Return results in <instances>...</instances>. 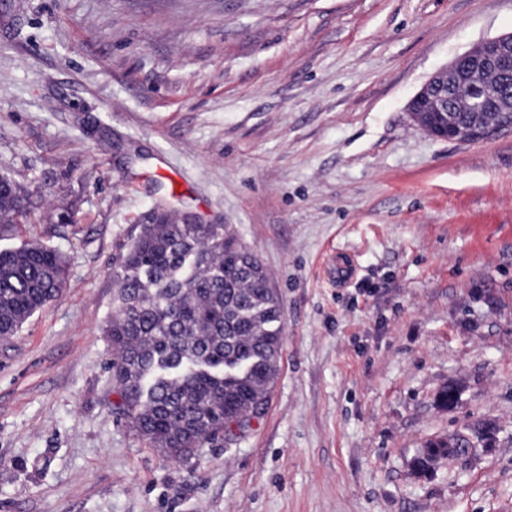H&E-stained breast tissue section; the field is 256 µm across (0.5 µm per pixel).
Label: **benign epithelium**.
<instances>
[{
    "instance_id": "benign-epithelium-1",
    "label": "benign epithelium",
    "mask_w": 512,
    "mask_h": 512,
    "mask_svg": "<svg viewBox=\"0 0 512 512\" xmlns=\"http://www.w3.org/2000/svg\"><path fill=\"white\" fill-rule=\"evenodd\" d=\"M512 78V33L482 40L429 78L409 103L417 125L434 138L458 144L512 134V99L491 78ZM465 93L462 109L448 104L454 90ZM496 112L491 120L464 122L459 112Z\"/></svg>"
}]
</instances>
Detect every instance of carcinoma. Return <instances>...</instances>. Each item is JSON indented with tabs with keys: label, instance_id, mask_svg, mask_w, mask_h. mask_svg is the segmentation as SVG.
<instances>
[{
	"label": "carcinoma",
	"instance_id": "carcinoma-1",
	"mask_svg": "<svg viewBox=\"0 0 512 512\" xmlns=\"http://www.w3.org/2000/svg\"><path fill=\"white\" fill-rule=\"evenodd\" d=\"M29 212L0 177V238ZM61 253L39 242L0 249V335H10L61 292ZM105 334L121 410L164 456L182 460L205 443L248 428L263 414L279 372L281 303L254 253L222 224L162 216L144 224L120 268ZM486 426L454 439L453 452L487 446ZM448 441L413 461L430 470Z\"/></svg>",
	"mask_w": 512,
	"mask_h": 512
}]
</instances>
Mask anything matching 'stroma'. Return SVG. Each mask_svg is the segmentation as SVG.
I'll use <instances>...</instances> for the list:
<instances>
[{"label": "stroma", "instance_id": "35a3bbf8", "mask_svg": "<svg viewBox=\"0 0 512 512\" xmlns=\"http://www.w3.org/2000/svg\"><path fill=\"white\" fill-rule=\"evenodd\" d=\"M510 33L512 0H0V176L34 212L11 242L68 261L0 337V512H512V135L408 110ZM164 210L255 253L284 325L265 413L185 461L128 424L104 334ZM493 433L494 429L492 427L485 426L483 429L475 431L471 437L459 435L453 439V454L465 453L469 448H477L479 445L487 448V444L492 440ZM438 456H448V440L429 442L422 454L413 461V467L421 473L430 470Z\"/></svg>", "mask_w": 512, "mask_h": 512}]
</instances>
